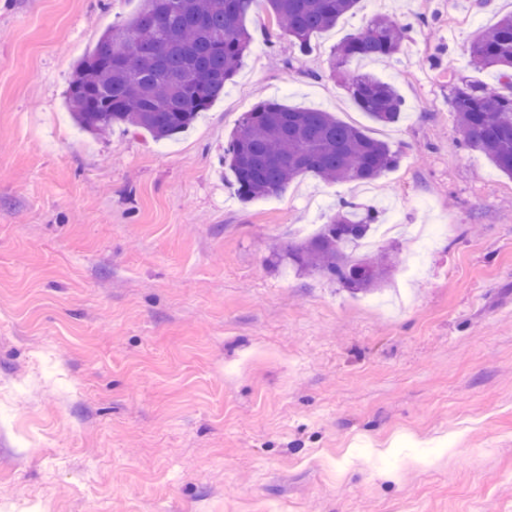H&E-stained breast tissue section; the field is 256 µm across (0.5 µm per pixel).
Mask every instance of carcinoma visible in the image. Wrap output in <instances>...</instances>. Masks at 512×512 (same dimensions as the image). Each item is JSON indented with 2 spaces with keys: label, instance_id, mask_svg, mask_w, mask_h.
<instances>
[{
  "label": "carcinoma",
  "instance_id": "1",
  "mask_svg": "<svg viewBox=\"0 0 512 512\" xmlns=\"http://www.w3.org/2000/svg\"><path fill=\"white\" fill-rule=\"evenodd\" d=\"M259 4L305 55L313 34L335 27L358 0H143L134 18L108 29L79 62L67 95L75 121L95 134L121 126L156 141L188 130L242 68L253 39L246 18ZM404 39L397 20L375 16L337 47L333 69L355 57L392 59ZM467 55L474 76L448 71L460 140L512 178V15L473 40ZM492 68L499 75L491 87L477 75ZM343 79L374 122L400 120L404 102L392 84L367 73L345 72ZM224 162L249 202L284 191L306 173L325 183H370L397 167L399 153L329 112L267 101L231 134ZM342 207L316 235L277 255L350 290L374 291L391 277L394 261L385 251L352 260L346 247L367 236L378 213Z\"/></svg>",
  "mask_w": 512,
  "mask_h": 512
}]
</instances>
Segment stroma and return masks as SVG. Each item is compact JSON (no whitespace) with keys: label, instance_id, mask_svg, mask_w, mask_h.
I'll list each match as a JSON object with an SVG mask.
<instances>
[{"label":"stroma","instance_id":"stroma-1","mask_svg":"<svg viewBox=\"0 0 512 512\" xmlns=\"http://www.w3.org/2000/svg\"><path fill=\"white\" fill-rule=\"evenodd\" d=\"M141 0H0V512H512V179L459 142L448 67L512 0H360L300 55L254 42L188 131L81 130L78 61ZM408 24L373 122L330 64L377 15ZM318 78H311V71ZM323 110L389 143L357 183L300 176L241 201L222 159L258 103ZM444 224L371 295L270 246L339 202Z\"/></svg>","mask_w":512,"mask_h":512}]
</instances>
